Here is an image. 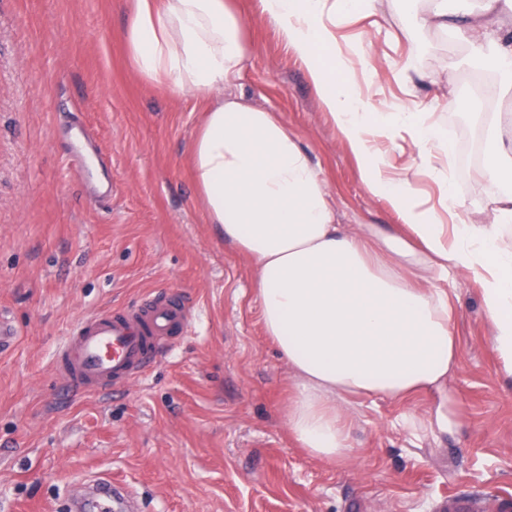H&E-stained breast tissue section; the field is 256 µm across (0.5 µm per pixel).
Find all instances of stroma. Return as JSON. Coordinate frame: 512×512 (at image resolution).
Here are the masks:
<instances>
[{
  "mask_svg": "<svg viewBox=\"0 0 512 512\" xmlns=\"http://www.w3.org/2000/svg\"><path fill=\"white\" fill-rule=\"evenodd\" d=\"M248 42L235 86L300 140L348 230L393 224L365 189L308 72L257 0H235ZM135 0H0V313L17 332L0 353V512H67L87 480L122 481L141 512H441L475 495L487 512L512 496V378L492 348L479 284L449 270L459 359L447 433L410 432L436 393L350 399L351 449L327 460L285 424L294 374L265 336L248 259L218 237L196 202L190 149L207 104L140 77L123 46ZM424 0H372L338 18L342 52L384 112L412 107L447 131L422 163L407 132L382 143L422 207L449 187L482 223L499 192L461 167L464 136L483 139L482 67L453 33L421 26ZM413 30L405 39L404 30ZM412 62L414 83L401 70ZM453 71L451 85L438 83ZM112 158V196H87L55 130L68 113ZM168 288L194 309V332L137 383L102 398L67 390L51 366L88 312Z\"/></svg>",
  "mask_w": 512,
  "mask_h": 512,
  "instance_id": "stroma-1",
  "label": "stroma"
}]
</instances>
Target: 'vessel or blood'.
Masks as SVG:
<instances>
[{
    "mask_svg": "<svg viewBox=\"0 0 512 512\" xmlns=\"http://www.w3.org/2000/svg\"><path fill=\"white\" fill-rule=\"evenodd\" d=\"M67 133L77 168L104 164L103 156L88 157L87 133L79 120H72ZM190 328L188 303L169 291L152 290L132 305L97 310L79 319L59 348L53 368L71 392L100 396L138 380ZM94 486L78 504V512H136L138 499L126 485L99 477Z\"/></svg>",
    "mask_w": 512,
    "mask_h": 512,
    "instance_id": "obj_1",
    "label": "vessel or blood"
}]
</instances>
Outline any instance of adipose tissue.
Returning a JSON list of instances; mask_svg holds the SVG:
<instances>
[{
  "mask_svg": "<svg viewBox=\"0 0 512 512\" xmlns=\"http://www.w3.org/2000/svg\"><path fill=\"white\" fill-rule=\"evenodd\" d=\"M124 48L139 75L208 104L191 148L192 179L207 221L255 269L264 332L296 376L286 426L310 454L349 450L343 405L354 395L398 399L445 391L459 352L447 293L415 268L471 275L492 326L493 349L512 377V134L487 120L483 175L502 192L471 222L451 192L420 209L409 178L393 177L376 137L411 130L421 159L441 143L422 112H374L354 81L336 78V34L324 0H259L308 71L340 138L359 157L366 190L398 218L353 233L337 224L325 180L273 113L232 91L246 60L243 25L229 0H136ZM421 25L454 29L500 76L483 94H512V0H427Z\"/></svg>",
  "mask_w": 512,
  "mask_h": 512,
  "instance_id": "adipose-tissue-1",
  "label": "adipose tissue"
}]
</instances>
